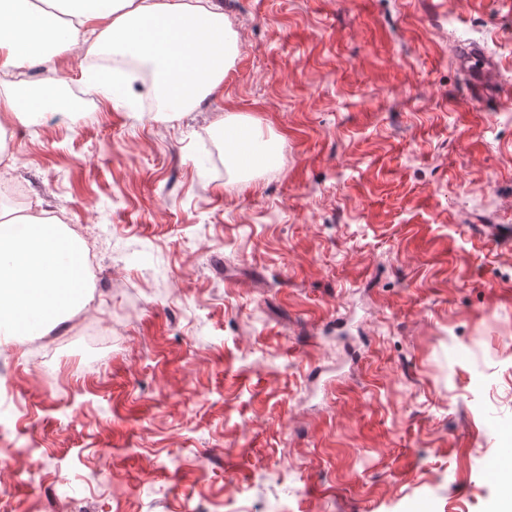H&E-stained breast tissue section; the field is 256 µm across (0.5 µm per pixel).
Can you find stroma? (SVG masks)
<instances>
[{
  "label": "stroma",
  "instance_id": "obj_1",
  "mask_svg": "<svg viewBox=\"0 0 512 512\" xmlns=\"http://www.w3.org/2000/svg\"><path fill=\"white\" fill-rule=\"evenodd\" d=\"M223 84L175 120L66 53L26 70L4 205L96 257L87 308L0 335V512H499L512 448V0H216ZM494 70L481 96L459 49ZM279 160L203 163L226 116ZM26 418H18L16 406ZM41 458L29 476L28 450ZM25 82L19 84H6L8 89L0 95V131L5 127H10L17 122L21 125H30L36 122L42 113L46 112L50 106L60 108L58 99L52 104L41 93L33 92L21 95L15 89Z\"/></svg>",
  "mask_w": 512,
  "mask_h": 512
}]
</instances>
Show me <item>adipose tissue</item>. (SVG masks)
Returning a JSON list of instances; mask_svg holds the SVG:
<instances>
[{"label":"adipose tissue","instance_id":"adipose-tissue-1","mask_svg":"<svg viewBox=\"0 0 512 512\" xmlns=\"http://www.w3.org/2000/svg\"><path fill=\"white\" fill-rule=\"evenodd\" d=\"M80 51L132 53L154 70L155 96L168 120L219 88L238 52L235 31L215 0H0V69L22 70ZM50 107L42 94L0 93V129L36 122ZM224 149L250 178L274 160L270 141L242 118L225 119ZM78 240L45 214L8 217L0 209V333L35 335L86 304L76 266Z\"/></svg>","mask_w":512,"mask_h":512}]
</instances>
